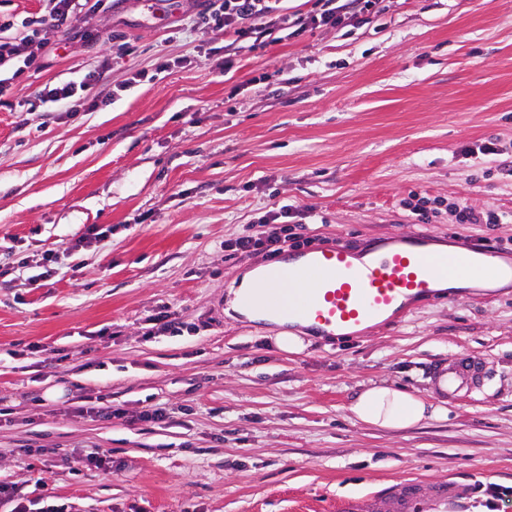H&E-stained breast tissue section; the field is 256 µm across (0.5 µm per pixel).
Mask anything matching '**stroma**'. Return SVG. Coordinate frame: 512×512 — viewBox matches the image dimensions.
I'll return each instance as SVG.
<instances>
[{
	"instance_id": "stroma-1",
	"label": "stroma",
	"mask_w": 512,
	"mask_h": 512,
	"mask_svg": "<svg viewBox=\"0 0 512 512\" xmlns=\"http://www.w3.org/2000/svg\"><path fill=\"white\" fill-rule=\"evenodd\" d=\"M374 23L259 44L225 69L192 27L194 0H116L99 37L23 68L0 106V482L40 479L27 512H336L404 481L448 484L447 512H486L479 485L512 486V286L466 292L355 336L225 313L264 252L233 255L274 204L302 237L362 250L396 235L479 245L512 223H412V193L512 212V0H380ZM211 49L210 58L200 52ZM171 66L159 70L161 59ZM95 72L56 111L47 83ZM107 235L84 247L91 225ZM55 273L31 284L43 257ZM176 311L180 335H149ZM463 354L490 377L437 393L428 367ZM444 407L407 429L356 421L362 385ZM104 398L124 415L78 414ZM159 422H140L146 408ZM111 451L99 469L91 454Z\"/></svg>"
}]
</instances>
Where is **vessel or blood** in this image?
Here are the masks:
<instances>
[{"mask_svg":"<svg viewBox=\"0 0 512 512\" xmlns=\"http://www.w3.org/2000/svg\"><path fill=\"white\" fill-rule=\"evenodd\" d=\"M429 245L428 237L411 236L363 252L340 242L299 257L285 254L279 264L269 267L268 274L299 281V288L287 295L270 288L257 297L248 287L239 300L250 312L310 322L312 331L325 336L355 335L373 322H396L434 296L441 269L431 259ZM497 257V248L490 245L468 248L453 275L466 279L474 268L491 263L499 277L512 279V264L498 263ZM435 375L446 393L454 395L480 388L487 368L480 358L464 354L453 367L437 369ZM426 496L437 504V512H446L448 484L444 481L426 489L417 482L401 483L382 494L341 500L337 509L418 512Z\"/></svg>","mask_w":512,"mask_h":512,"instance_id":"vessel-or-blood-1","label":"vessel or blood"}]
</instances>
